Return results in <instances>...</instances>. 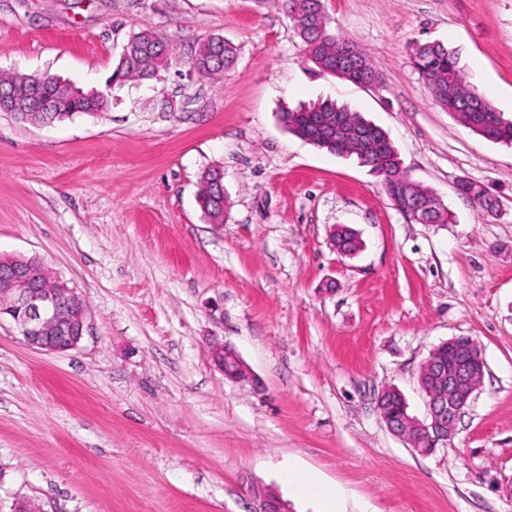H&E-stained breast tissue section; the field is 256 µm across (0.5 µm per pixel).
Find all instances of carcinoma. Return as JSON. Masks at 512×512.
<instances>
[{"mask_svg":"<svg viewBox=\"0 0 512 512\" xmlns=\"http://www.w3.org/2000/svg\"><path fill=\"white\" fill-rule=\"evenodd\" d=\"M261 8L274 7L288 14L294 24L305 59L319 71L345 80L363 76L377 86L381 83L374 57L331 27L324 0H255ZM175 55L174 47L155 32L132 35L122 47L112 81L124 83L151 79L168 68ZM237 60V48L222 37L210 38L196 46L191 67L206 78H221ZM411 67L425 80L433 101L443 111L488 140L512 146V119L504 117L481 93L473 91L467 81L456 50L442 42L418 43L409 56ZM25 84L21 73H0V97ZM30 96L53 100V108L43 112H22L10 102L3 108L18 119L31 124L62 122L77 114L89 116L105 112L110 102L81 88L74 87L63 96L56 86L43 84L29 88ZM282 120L300 138L337 155L356 156L380 178L388 196L401 203L404 217L417 224H449L452 213L439 203L433 190L410 178L403 169L397 149L380 127L359 113L331 101L314 103L282 114ZM216 168L202 172L199 203L210 224L224 223L227 196L218 194ZM458 193L487 213L497 211L498 203L479 184L462 179ZM332 242L337 252L355 255L361 248L357 233L350 227L336 228ZM408 409L404 396L387 393L381 399L380 414L396 417Z\"/></svg>","mask_w":512,"mask_h":512,"instance_id":"cac0c4a2","label":"carcinoma"}]
</instances>
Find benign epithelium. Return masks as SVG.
<instances>
[{"label":"benign epithelium","instance_id":"7a95c632","mask_svg":"<svg viewBox=\"0 0 512 512\" xmlns=\"http://www.w3.org/2000/svg\"><path fill=\"white\" fill-rule=\"evenodd\" d=\"M42 276L43 272L32 266L0 270V304L12 308L11 322L30 347L49 354L65 353L82 340L87 312L83 310L77 318H71L70 312L80 300L76 291L65 288L59 293L47 288L41 284ZM448 349V364L435 359L424 362L434 377V387L426 399V418L405 415L397 421L385 420L393 434L407 439L414 431L423 430L435 436L437 444L448 445L485 369L474 341L456 336L448 340ZM208 354L224 373L239 379L251 376L232 347L215 342Z\"/></svg>","mask_w":512,"mask_h":512}]
</instances>
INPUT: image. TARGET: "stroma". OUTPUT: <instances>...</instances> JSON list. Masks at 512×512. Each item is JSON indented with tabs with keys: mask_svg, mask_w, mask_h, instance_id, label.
Returning <instances> with one entry per match:
<instances>
[{
	"mask_svg": "<svg viewBox=\"0 0 512 512\" xmlns=\"http://www.w3.org/2000/svg\"><path fill=\"white\" fill-rule=\"evenodd\" d=\"M325 7L381 85L319 73L284 12L253 0H0V72L111 100L42 126L0 112V257L39 256L88 307L62 354L0 322V512H255L270 493L323 512L291 469L340 491V512H512V147L441 110L409 63L417 41L455 48L512 116V0ZM144 29L175 48L170 68L110 85ZM216 35L239 48L219 81L189 65ZM326 99L383 128L454 223L408 222L356 158L288 131L283 112ZM218 165L229 210L211 224L197 193ZM462 179L498 212L459 196ZM339 224L355 257L330 243ZM455 336L484 376L448 446L421 454L376 398L396 387L425 418L420 366ZM214 339L250 379L211 364ZM332 242L336 251L345 256H353L361 248L357 233L347 226L336 228L332 235Z\"/></svg>",
	"mask_w": 512,
	"mask_h": 512,
	"instance_id": "1",
	"label": "stroma"
}]
</instances>
